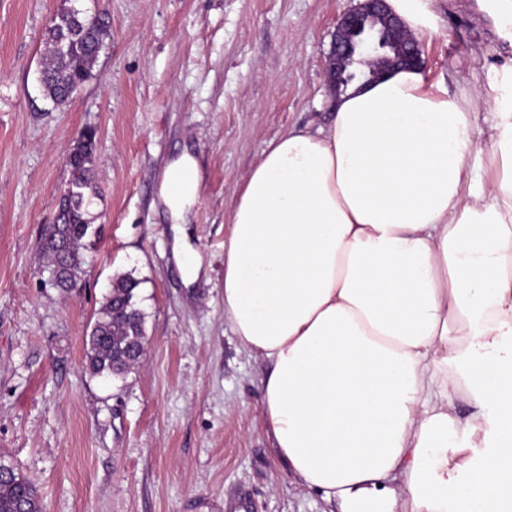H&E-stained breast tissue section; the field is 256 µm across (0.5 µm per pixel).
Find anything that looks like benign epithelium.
<instances>
[{
  "instance_id": "benign-epithelium-1",
  "label": "benign epithelium",
  "mask_w": 512,
  "mask_h": 512,
  "mask_svg": "<svg viewBox=\"0 0 512 512\" xmlns=\"http://www.w3.org/2000/svg\"><path fill=\"white\" fill-rule=\"evenodd\" d=\"M424 66L421 43L387 0H361L336 19L332 45L325 57L333 98L357 82L373 81L399 68Z\"/></svg>"
}]
</instances>
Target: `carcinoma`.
I'll return each mask as SVG.
<instances>
[{"instance_id": "carcinoma-1", "label": "carcinoma", "mask_w": 512, "mask_h": 512, "mask_svg": "<svg viewBox=\"0 0 512 512\" xmlns=\"http://www.w3.org/2000/svg\"><path fill=\"white\" fill-rule=\"evenodd\" d=\"M97 37L98 25L88 18L68 11L58 15L45 41L41 81L46 97L60 105L67 102L69 84L89 71ZM95 151V136L83 134L68 157V197L55 222L43 229L41 250L56 288L76 285L86 264L83 250L98 236L86 218L90 201L85 193L95 179ZM139 286L130 274L113 279L86 340L85 366L91 375L122 379L134 365L130 351L145 339V314L136 304ZM6 471L0 478V512H41L33 482L11 466Z\"/></svg>"}]
</instances>
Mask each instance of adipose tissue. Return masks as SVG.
<instances>
[{"label": "adipose tissue", "mask_w": 512, "mask_h": 512, "mask_svg": "<svg viewBox=\"0 0 512 512\" xmlns=\"http://www.w3.org/2000/svg\"><path fill=\"white\" fill-rule=\"evenodd\" d=\"M486 95L483 138L423 71L349 90L237 194L224 319L267 366L276 455L338 512H512V63ZM200 183L185 152L160 187L189 284Z\"/></svg>", "instance_id": "ef3b65f1"}]
</instances>
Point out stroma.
I'll use <instances>...</instances> for the list:
<instances>
[{
    "label": "stroma",
    "mask_w": 512,
    "mask_h": 512,
    "mask_svg": "<svg viewBox=\"0 0 512 512\" xmlns=\"http://www.w3.org/2000/svg\"><path fill=\"white\" fill-rule=\"evenodd\" d=\"M356 0H0V461L43 512H332L296 484L263 419L265 366L224 320V239L234 192L269 144L330 120L324 61ZM425 71L449 94L487 87L512 38L483 0H426ZM108 36L80 93L57 107L38 82L61 8ZM96 134L100 234L76 288L52 287L39 250ZM202 183L186 286L159 198L182 153ZM140 282L147 351L124 379L91 376L85 337L113 277Z\"/></svg>",
    "instance_id": "obj_1"
}]
</instances>
